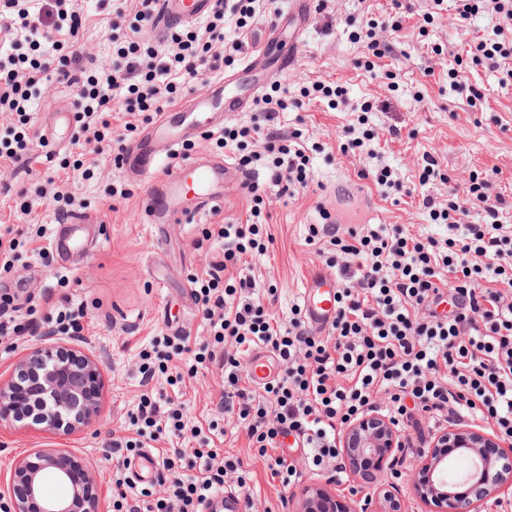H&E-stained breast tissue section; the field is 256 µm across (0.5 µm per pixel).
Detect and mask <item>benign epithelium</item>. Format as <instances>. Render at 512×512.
<instances>
[{
	"instance_id": "obj_1",
	"label": "benign epithelium",
	"mask_w": 512,
	"mask_h": 512,
	"mask_svg": "<svg viewBox=\"0 0 512 512\" xmlns=\"http://www.w3.org/2000/svg\"><path fill=\"white\" fill-rule=\"evenodd\" d=\"M101 418V374L90 356L44 337L16 364L5 381L0 380V428L16 423L54 435H69L93 426ZM400 432L390 420L369 412L349 421L340 436L344 468L360 473L364 464L383 478L402 457L412 454L411 489L414 497L433 512H504L512 501L500 489L512 487V442L486 432L462 419L434 435L433 447L401 448ZM452 448L469 460L459 483L448 481V455ZM53 474L69 488L67 496L53 499L43 494V476ZM12 485L21 493L10 498L9 512H102V497L94 472L76 464L65 448H45L34 459L13 460ZM333 481L315 480L307 485L295 512H353L338 503L329 489ZM395 494L380 490L368 497L360 512H392Z\"/></svg>"
}]
</instances>
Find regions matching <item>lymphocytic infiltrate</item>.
Returning <instances> with one entry per match:
<instances>
[{
  "label": "lymphocytic infiltrate",
  "mask_w": 512,
  "mask_h": 512,
  "mask_svg": "<svg viewBox=\"0 0 512 512\" xmlns=\"http://www.w3.org/2000/svg\"><path fill=\"white\" fill-rule=\"evenodd\" d=\"M54 2L57 21L44 31L25 0H0L6 10L0 30L23 33L35 48L46 41L61 49L59 71L75 77L80 122L106 131L110 122L104 114L112 100L150 121L175 104L182 86L198 78L200 66L218 70L208 52L210 42L225 39V13L236 18L230 48L242 52L261 0H215L206 36L172 32L177 50L164 58L139 38L152 21L157 0H130L116 9L128 23L112 68L89 71L74 49L81 17L67 9V0ZM48 69V62L38 57L12 56L0 62V112L26 113L39 97L40 76ZM310 160L306 142L269 133L262 152L240 164L265 162L274 183L304 188ZM490 188L487 179L474 173L463 189H450L446 201L423 195L422 208L431 223L448 228L441 241L380 224L346 240L331 225H310L307 244L329 238L336 253L326 263L345 277L336 317L322 332L311 330L298 309L288 327L273 323L263 302L248 297L254 281L225 275L242 255L265 249L262 195H254L246 223L216 230L222 258L201 275L194 293L212 341L193 355L196 363L223 373L218 406L246 429L272 478L288 487L302 479L295 462L279 454L280 438L295 436L307 464L323 467L340 454V426L373 411L380 394L387 400L385 414L399 428L411 424L419 411L428 413L436 426L467 415L512 437V227L500 221L506 199L491 194ZM473 205L480 208L482 221L468 225L464 219ZM449 297L453 310L441 312ZM243 347L273 353L282 367L263 390L242 379ZM127 417L136 436L113 440V452L134 451L143 436L165 432L177 437L191 432L203 445L190 451L167 449L158 462L168 482L165 497L143 505L129 502L121 490L117 512H223L225 479L231 474L239 491L250 493L243 461L220 457L210 446L217 421L204 429L188 428L182 407L172 398L149 394L141 396Z\"/></svg>",
  "instance_id": "f902f5d3"
}]
</instances>
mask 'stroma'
Here are the masks:
<instances>
[{"instance_id": "stroma-1", "label": "stroma", "mask_w": 512, "mask_h": 512, "mask_svg": "<svg viewBox=\"0 0 512 512\" xmlns=\"http://www.w3.org/2000/svg\"><path fill=\"white\" fill-rule=\"evenodd\" d=\"M84 24L78 44L86 54L84 64L93 69L113 61L117 22L114 0H72ZM433 16L424 25V16ZM377 22L375 39L385 54L373 69L362 62L369 56L365 43L351 34L361 20ZM512 40V20L486 12L462 21L454 0H318L303 25L296 58L289 68L270 60L263 86L280 85L288 103L273 122H262L260 134L244 141L243 152L223 150L216 144L224 128L253 125L258 112L223 113L219 121L201 130L176 152L166 153L160 166L173 169L201 154L223 156L238 165L241 153L261 151L263 135L275 131L301 134L318 145L313 153L309 184L296 193L283 192L266 168H258L259 191L267 202L261 221L270 235L261 255H245L227 270L229 276L254 278L258 288L274 287L277 298L268 314L287 324L290 309L300 301L309 273L325 270L315 247L305 242L308 227L323 221L324 212L343 210L356 219L368 214L371 223L396 225L408 233L445 239L444 225L430 223L420 206L422 194L444 200L449 187H463L469 175L481 173L493 192L512 201V85L501 86L498 73L487 61L476 62L467 50L474 42L496 32ZM456 80H449V68ZM344 86L347 95L337 107L326 100L304 96L313 84ZM482 97L470 106L471 93ZM77 88L56 70L40 82V96L32 102L27 123L14 112H0V137L7 128L24 126L32 144L28 154L0 168V226L12 228L19 240L11 272L0 271V294L10 295L21 309H34L43 320L51 304L68 299L84 308V330L75 346L89 352L101 370L102 420L78 433L58 437L20 426L0 430V470L8 471L14 459L37 448H65L92 467L101 487L105 512L113 510L116 479H126L133 491L151 498L164 493L158 472L135 481L125 453H113L112 440L127 437V413L144 392L140 384L139 353L165 336H188L192 349L209 341L204 314L192 297L191 279L208 268L221 251L217 239L205 231L219 224H238L248 216L250 197L222 204L220 211H206L184 224H151L144 212L146 183L131 179L115 148L99 149L92 131L80 124L57 127L59 147L45 140L56 113L77 112ZM371 104L368 127L374 132L371 154L342 153L347 128L356 126L361 104ZM399 128L393 137L391 128ZM436 158L447 182L419 184L423 155ZM81 170H73V163ZM387 167L400 186L381 191L361 170ZM89 177H82V169ZM362 181L367 199L349 191ZM126 189L127 197L110 196L111 188ZM72 215L94 217L90 227L89 254L76 266H63L50 239L55 224ZM191 353L173 358L167 373L156 374L161 389L170 374H182L180 402L189 425L217 420L227 428L221 443L223 455L242 458L263 508L289 512L302 484L284 487L272 480L265 461L255 456L245 429L216 409L224 380L220 370L193 369Z\"/></svg>"}]
</instances>
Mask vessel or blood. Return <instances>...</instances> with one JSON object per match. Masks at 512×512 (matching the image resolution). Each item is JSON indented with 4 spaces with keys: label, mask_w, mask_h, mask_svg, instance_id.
I'll list each match as a JSON object with an SVG mask.
<instances>
[{
    "label": "vessel or blood",
    "mask_w": 512,
    "mask_h": 512,
    "mask_svg": "<svg viewBox=\"0 0 512 512\" xmlns=\"http://www.w3.org/2000/svg\"><path fill=\"white\" fill-rule=\"evenodd\" d=\"M212 0H160L157 25L169 30L194 21L206 14ZM260 95L259 87L242 89L218 83L206 95L194 98L191 104L175 105L161 113L141 136L129 144L122 165L132 175L149 180L152 189L145 209L151 223L177 224L225 201L249 194L259 182L258 175L232 171L221 157L200 155L181 167L163 173L159 170L157 143L175 148L183 143L199 118L211 105L231 112L246 111L250 102ZM88 217L74 216L54 228L51 245L62 257L82 250ZM335 276L320 273L312 277L302 293V306L309 326L316 331L326 328L336 314ZM248 375L252 384L259 385L278 373L274 358L258 351L248 359Z\"/></svg>",
    "instance_id": "1"
}]
</instances>
